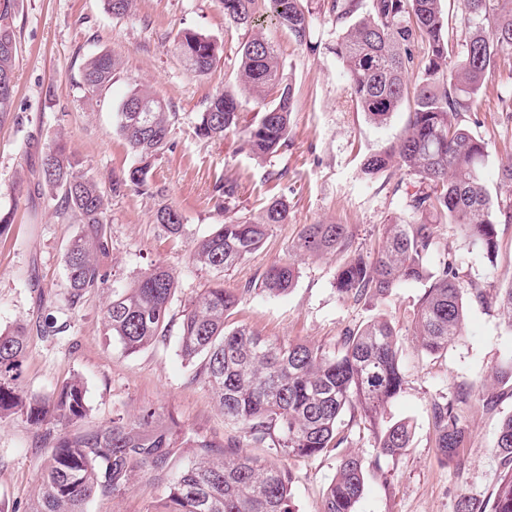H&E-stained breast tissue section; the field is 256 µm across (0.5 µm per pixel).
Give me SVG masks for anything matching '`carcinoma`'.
I'll list each match as a JSON object with an SVG mask.
<instances>
[{
	"mask_svg": "<svg viewBox=\"0 0 512 512\" xmlns=\"http://www.w3.org/2000/svg\"><path fill=\"white\" fill-rule=\"evenodd\" d=\"M234 24L255 28L256 15L270 14L293 41L310 53L312 13L304 0H222ZM464 44L454 38L452 19L441 0H323L322 10L335 23L336 42L329 47L342 63L347 89L369 121L384 125L407 102L411 112L393 141L367 156L363 174L407 176L420 188L410 196V217L384 225L374 255L355 253L339 270L336 291L347 300L384 299L408 282L429 283L419 300L413 335L422 351L438 353L462 335L464 295L453 260L429 267L438 242V224H455L472 244L492 257L497 225L512 224V164L501 167L496 197L481 180L488 157L485 141L463 124L478 103L486 78L501 59L512 58V0H457ZM10 0L0 4V124L11 116L16 93L18 41ZM176 49L188 68L206 75L221 52L216 40L192 30L181 33ZM119 60L109 52L88 59L83 84L93 95L112 85ZM239 83L263 102L244 130L248 151L259 159L288 147L293 106L276 49L260 34L247 39L240 53ZM239 103L224 91L212 96L195 126L200 138L219 139L239 128ZM118 131L138 164L100 185L67 153L62 141L41 154L37 186L60 202L59 214L77 225L64 254L66 298L78 305L89 293L109 287L103 260L112 251L109 200L127 190L149 187L151 159L169 143L170 112L146 88L134 89L120 104ZM288 221V205L270 199L260 217L230 220L201 239L192 263L209 282L183 314L179 349L188 359H203L200 374L213 389L224 419L255 443L270 439L285 456L312 458L344 442L338 423L345 411L367 424L382 455L394 456L410 446L407 422L383 424L387 405L402 392L397 334L384 320L347 330L334 352L307 343H280L245 326L227 328L226 319L243 294L224 287V273L265 241L271 227ZM155 222L177 236L178 211L163 207ZM351 247L344 224H305L291 247L299 257L346 252ZM297 277L291 259L270 266L261 288L271 295L287 292ZM175 276L152 265L127 288L112 287L103 311L106 334L136 353L166 335ZM27 328L0 332V420L13 415L41 428L53 422L77 423L88 412L85 383L75 376L49 396L23 391L17 381L26 356ZM436 448L453 461L465 433L454 404H436ZM38 478V491L27 512H86L94 498L124 493L142 472L167 474L182 448L196 449L195 460L173 476L149 512H293L292 473L249 455L237 437L222 442L182 433L176 425L146 411L136 419L55 436ZM504 474L490 512H512V415L496 441ZM365 484V467L354 454L342 457L329 483L324 512H356Z\"/></svg>",
	"mask_w": 512,
	"mask_h": 512,
	"instance_id": "obj_1",
	"label": "carcinoma"
}]
</instances>
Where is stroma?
Returning a JSON list of instances; mask_svg holds the SVG:
<instances>
[{"instance_id": "stroma-1", "label": "stroma", "mask_w": 512, "mask_h": 512, "mask_svg": "<svg viewBox=\"0 0 512 512\" xmlns=\"http://www.w3.org/2000/svg\"><path fill=\"white\" fill-rule=\"evenodd\" d=\"M12 18L19 41L17 93L9 120L0 125V216H10L13 224L0 237V330L31 328L21 386L48 395L81 377L90 408L82 422L86 428L149 410L158 420L173 419L219 440L239 435L217 408L200 374L201 360L181 356L178 322L207 281L191 261L195 244L225 218L252 217L263 201L278 197L288 204L287 223L275 225L263 246L224 276L225 287L245 292L229 325L245 324L272 340L334 350L346 328L388 319L399 336L405 386L385 417L409 421L413 438L400 456H382L372 432L348 419L343 447L313 458L278 455L268 442L247 440L244 448L292 471L296 512H323L325 489L345 452L358 455L365 466L356 512H455L463 497L479 512H488L503 470L496 439L502 421L512 415V380L483 385L492 371L512 360V327L495 303L497 293L512 286V224L498 225V251L491 259L455 225H438V246L429 263L453 259L470 293L462 336L434 355L421 351L411 334L422 283L402 285L383 300L346 302L335 287L345 257L330 254L299 260L297 280L285 294L270 296L260 287L267 268L289 257L303 225H349L353 248L370 254L384 224L406 219L415 180L397 186L382 176L367 179L360 167L367 154L402 129L408 106L394 112L387 125H373L353 104L334 54H309L274 23L264 22L262 31L276 45L293 88L294 107L287 148L259 161L249 155L242 130L218 140L193 134L200 112L217 93L236 92L243 126L260 109L258 100L239 89L238 51L247 35L225 18L222 0H135L122 18L107 14L103 0H12ZM185 30L224 46L207 75L187 70L175 50ZM105 51L122 64L111 88L93 97L83 85V65ZM140 87L167 104L173 115L170 140L151 163L148 193L112 197V254L106 268L116 285L124 286L150 265L161 264L174 274L176 289L167 334L129 354L103 330V293L66 306L64 250L77 227L59 218L49 194L37 193L34 172L41 154L61 138L100 182L130 166L134 156L116 129V112L122 99ZM464 123L488 145L483 180L488 190H496L500 166L512 162V59L497 63L476 111L467 113ZM225 178L239 183L229 203L214 191L216 181ZM162 206L181 214L180 235L171 236L156 224L154 214ZM44 319L66 323V332H34V323ZM465 390L468 400L459 401ZM448 401L454 402L465 430L453 464L444 463L436 448L431 414L434 404ZM47 452L40 429L24 417L0 421V512H26ZM163 491V481L145 474L119 496L92 500L87 510L149 512Z\"/></svg>"}]
</instances>
